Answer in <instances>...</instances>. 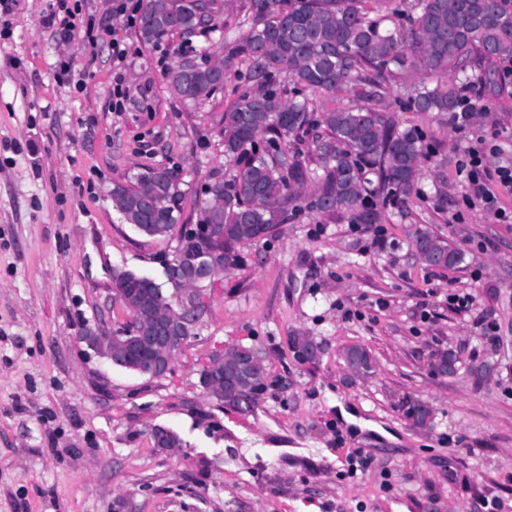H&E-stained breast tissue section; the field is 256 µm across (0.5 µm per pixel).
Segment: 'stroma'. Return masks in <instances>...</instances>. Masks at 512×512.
I'll return each instance as SVG.
<instances>
[{"mask_svg": "<svg viewBox=\"0 0 512 512\" xmlns=\"http://www.w3.org/2000/svg\"><path fill=\"white\" fill-rule=\"evenodd\" d=\"M49 3L0 9V512H483L487 499L512 512V223L465 209L458 173L481 140L500 146L491 167L512 164L504 61L474 72L466 129L395 109L400 128L424 134V156L412 193L379 202L380 223L321 215L306 190L277 237L241 244L244 266L205 291L194 337L153 379L82 340L129 319L110 299L113 271L159 281L173 253L125 223L112 184L179 167L183 221L195 223L208 175L228 168L215 127L234 97L171 98L162 75L178 42L150 48L132 28L116 65L115 0H77L106 20L93 49L80 34L57 40ZM418 229L448 239L463 263L423 267L410 245ZM467 293L469 310L450 304ZM296 332L322 342L316 367L295 361ZM237 343L288 382L246 417L199 384L201 366ZM355 343L370 350L371 375L350 374L343 350ZM443 350L455 374L434 371ZM406 397L429 403L431 425L412 426ZM158 426L178 433V448L153 447Z\"/></svg>", "mask_w": 512, "mask_h": 512, "instance_id": "35a3bbf8", "label": "stroma"}]
</instances>
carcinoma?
Returning <instances> with one entry per match:
<instances>
[{
	"mask_svg": "<svg viewBox=\"0 0 512 512\" xmlns=\"http://www.w3.org/2000/svg\"><path fill=\"white\" fill-rule=\"evenodd\" d=\"M241 33L221 66L195 62L185 50L164 71L170 96L187 105L213 98L226 72L247 64L253 85L239 90L224 112L217 136L229 164L226 175L208 177L199 203V224H222L195 239L186 262L212 256L225 271L243 264L239 245L273 236L288 222L302 188L317 181L310 207L325 216L348 213L375 224V200L408 195L419 175L424 136L398 127L390 109L391 82L414 72L431 80L407 95L417 112L452 114L469 105L468 72L494 60L512 59V0H243ZM200 0H141L136 36L148 47L179 36L184 42L224 27L215 15L204 21ZM403 24L385 29L387 18ZM286 75L294 88L277 82ZM347 89L355 103L344 109L311 108V96ZM311 136L308 151L288 148V139ZM183 173L174 167H147L112 187V207L128 224H159L150 238L165 242L183 213ZM413 248L427 268L453 269L463 254L447 239L418 230ZM112 287L162 303L141 275L113 272ZM319 342L290 337L302 365H315ZM254 364L237 386H224V404L241 414L254 412L258 396L284 389L271 375L259 349L247 346ZM348 365L368 373L370 352L360 344L344 351ZM405 416L418 427L429 425L432 408L415 399L403 403Z\"/></svg>",
	"mask_w": 512,
	"mask_h": 512,
	"instance_id": "cac0c4a2",
	"label": "carcinoma"
}]
</instances>
